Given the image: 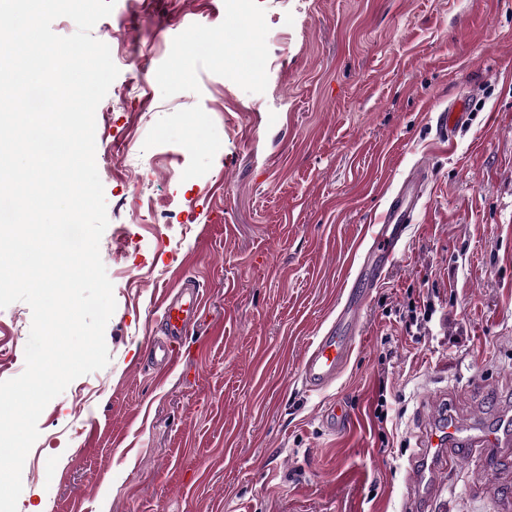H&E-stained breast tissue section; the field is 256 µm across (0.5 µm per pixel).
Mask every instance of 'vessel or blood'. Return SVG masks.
I'll list each match as a JSON object with an SVG mask.
<instances>
[{"label": "vessel or blood", "instance_id": "1", "mask_svg": "<svg viewBox=\"0 0 512 512\" xmlns=\"http://www.w3.org/2000/svg\"><path fill=\"white\" fill-rule=\"evenodd\" d=\"M427 181V170L416 167L390 195L382 222L372 225L354 274V287L340 300L329 328L312 339L303 356L299 378L307 392L325 391L341 376L362 338L366 304L402 249L407 226L419 211ZM200 304L198 294L183 283L174 296L166 298L167 338L156 342L153 348L158 369H169L177 362L187 320ZM422 442L420 459L410 471L415 512H426L428 499L437 496L447 476L463 464L482 460L491 470L502 456L511 454L512 419L501 418L475 433L443 406L432 413Z\"/></svg>", "mask_w": 512, "mask_h": 512}]
</instances>
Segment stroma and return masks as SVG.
Masks as SVG:
<instances>
[{
    "label": "stroma",
    "mask_w": 512,
    "mask_h": 512,
    "mask_svg": "<svg viewBox=\"0 0 512 512\" xmlns=\"http://www.w3.org/2000/svg\"><path fill=\"white\" fill-rule=\"evenodd\" d=\"M231 22L242 43L186 56L188 31ZM92 34L119 70L95 134L110 361L41 413L19 512H406L424 408L512 415V0H251L244 20L236 0H116ZM423 165L360 347L305 392L386 190ZM184 277L203 305L160 373L149 348ZM31 323L0 309V381L24 371ZM335 403L352 423L333 433ZM511 507L512 467L470 466L431 512Z\"/></svg>",
    "instance_id": "obj_1"
}]
</instances>
